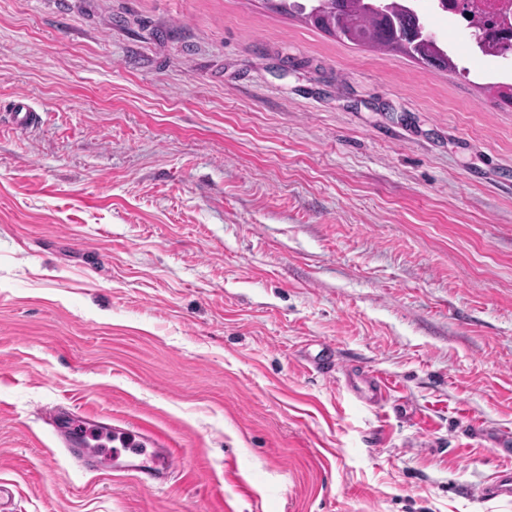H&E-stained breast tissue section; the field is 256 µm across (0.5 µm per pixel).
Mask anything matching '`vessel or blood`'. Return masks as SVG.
Masks as SVG:
<instances>
[{
	"label": "vessel or blood",
	"instance_id": "b4317fda",
	"mask_svg": "<svg viewBox=\"0 0 512 512\" xmlns=\"http://www.w3.org/2000/svg\"><path fill=\"white\" fill-rule=\"evenodd\" d=\"M37 112L28 98L17 97L11 102L9 121L18 129H30L39 124ZM306 365L321 373H331L336 368V351L333 346L321 344L317 353H304ZM351 389L364 401L381 403L387 400L390 386L382 375L365 370L352 372L349 377ZM85 426H90L102 434L112 435L122 444L121 450L100 451L95 455L97 470L103 472H131L142 483L158 487L182 464L179 451L161 431L147 425L123 428L114 425L111 418L99 414L83 417ZM482 499H512V466L505 464L494 475L482 483L475 491Z\"/></svg>",
	"mask_w": 512,
	"mask_h": 512
}]
</instances>
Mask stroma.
Segmentation results:
<instances>
[{
  "instance_id": "1",
  "label": "stroma",
  "mask_w": 512,
  "mask_h": 512,
  "mask_svg": "<svg viewBox=\"0 0 512 512\" xmlns=\"http://www.w3.org/2000/svg\"><path fill=\"white\" fill-rule=\"evenodd\" d=\"M458 65L265 0H0L42 117L0 123L6 512H512L473 494L512 461V105ZM58 404L184 464L90 471ZM319 350L315 354L304 352L302 355L306 365L321 373H331L336 369V351L329 344H319ZM349 386L364 401L382 403L389 397L390 386L382 375L365 370L351 371ZM85 425L94 428L103 435L112 434V441L119 440L127 447L123 453L115 450L112 453L100 451L94 454L96 471L103 472H131L142 483L158 487L167 481V478L181 467L182 457L173 448L171 440L161 431L147 425H130L132 428H122L112 424V418L99 414H83ZM147 447H151L148 451Z\"/></svg>"
}]
</instances>
